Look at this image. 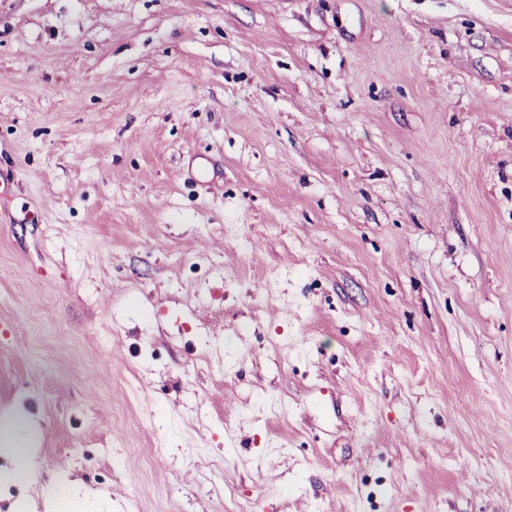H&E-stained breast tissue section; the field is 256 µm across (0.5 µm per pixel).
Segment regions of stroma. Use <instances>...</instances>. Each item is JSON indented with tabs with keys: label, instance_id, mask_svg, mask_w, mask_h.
<instances>
[{
	"label": "stroma",
	"instance_id": "obj_1",
	"mask_svg": "<svg viewBox=\"0 0 512 512\" xmlns=\"http://www.w3.org/2000/svg\"><path fill=\"white\" fill-rule=\"evenodd\" d=\"M0 512H512V0H0ZM29 428L30 423L26 417H23L22 420H0V445L11 448L14 461L11 478L21 483L33 481L37 478L31 462L30 448H32V443L26 435Z\"/></svg>",
	"mask_w": 512,
	"mask_h": 512
}]
</instances>
